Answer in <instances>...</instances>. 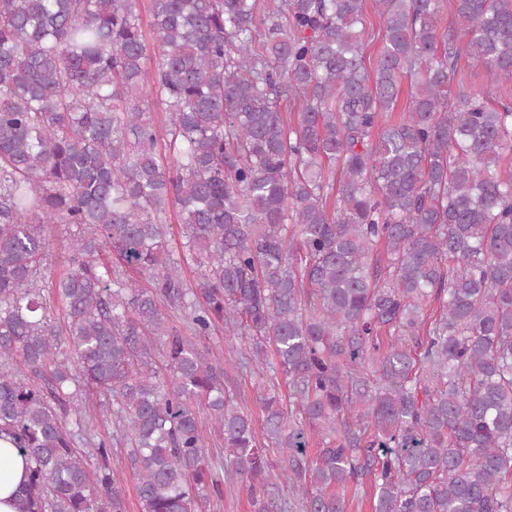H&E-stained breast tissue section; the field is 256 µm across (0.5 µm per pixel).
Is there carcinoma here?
<instances>
[{
  "label": "carcinoma",
  "mask_w": 512,
  "mask_h": 512,
  "mask_svg": "<svg viewBox=\"0 0 512 512\" xmlns=\"http://www.w3.org/2000/svg\"><path fill=\"white\" fill-rule=\"evenodd\" d=\"M373 6L376 34L366 0H151L146 34L140 0H0L16 512H125L118 445L142 512H202L236 482L257 512H346L366 477L373 512H512V0ZM50 224L70 231L56 278ZM220 323L246 342L222 368L196 341ZM98 397L94 396L93 398L87 399L83 403V413L89 423L92 425L91 429L94 430L98 435L103 437L112 436L113 425L108 418L102 417L99 413V407L97 406ZM200 428L209 454L215 458L221 457L224 453V436L205 412L200 414Z\"/></svg>",
  "instance_id": "1"
}]
</instances>
